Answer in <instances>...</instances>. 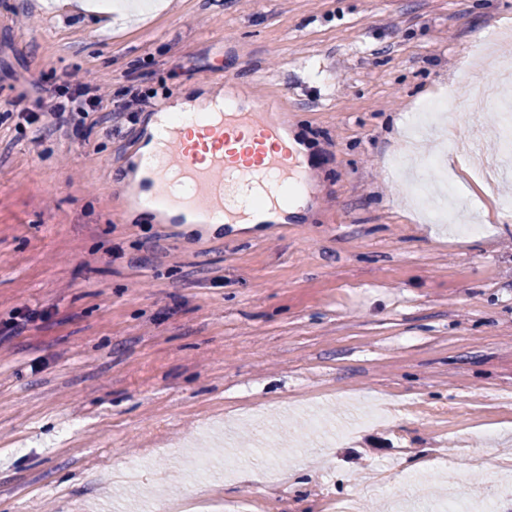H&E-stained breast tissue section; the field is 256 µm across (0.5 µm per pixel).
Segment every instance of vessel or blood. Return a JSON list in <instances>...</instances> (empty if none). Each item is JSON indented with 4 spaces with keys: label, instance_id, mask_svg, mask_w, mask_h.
Wrapping results in <instances>:
<instances>
[{
    "label": "vessel or blood",
    "instance_id": "obj_1",
    "mask_svg": "<svg viewBox=\"0 0 512 512\" xmlns=\"http://www.w3.org/2000/svg\"><path fill=\"white\" fill-rule=\"evenodd\" d=\"M167 162L153 172L156 220L179 224L222 214L225 223H247L248 214L234 210L233 184L258 188L267 207V222L279 220L283 184L307 182V170L289 147L282 126L267 102L253 99L247 107L194 119L172 131L166 141Z\"/></svg>",
    "mask_w": 512,
    "mask_h": 512
}]
</instances>
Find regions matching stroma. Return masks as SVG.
<instances>
[{
  "label": "stroma",
  "instance_id": "stroma-1",
  "mask_svg": "<svg viewBox=\"0 0 512 512\" xmlns=\"http://www.w3.org/2000/svg\"><path fill=\"white\" fill-rule=\"evenodd\" d=\"M78 0H0V512H147L195 498L210 512H324L362 497L392 512L405 479L512 512L464 469L473 449L512 457V175L492 183L447 136L497 126L469 106L512 61V0H167L116 22ZM269 98L318 162L300 221L221 237L122 215L115 166L164 96ZM77 74L109 93L81 128L33 140L34 106ZM134 92L135 122L111 117ZM452 97L453 126L412 130ZM456 190L453 223L416 204ZM479 224L476 235L458 232ZM388 406L384 420L359 416ZM273 432L259 442L257 419ZM320 421L312 431L311 421ZM192 480L184 458L222 462ZM286 497L258 500L261 460Z\"/></svg>",
  "mask_w": 512,
  "mask_h": 512
}]
</instances>
